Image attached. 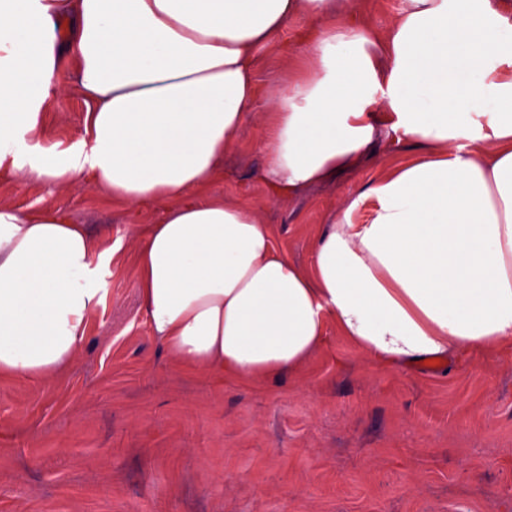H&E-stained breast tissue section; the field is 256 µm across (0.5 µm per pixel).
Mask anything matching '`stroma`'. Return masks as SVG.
Instances as JSON below:
<instances>
[{
  "label": "stroma",
  "mask_w": 512,
  "mask_h": 512,
  "mask_svg": "<svg viewBox=\"0 0 512 512\" xmlns=\"http://www.w3.org/2000/svg\"><path fill=\"white\" fill-rule=\"evenodd\" d=\"M78 93L46 114L42 143L84 134ZM358 170L266 201L256 124L224 156L211 191L259 208L276 245L309 269L313 245L386 160L409 150L385 113ZM23 211L53 202L110 255L106 293L77 358L56 379L0 380V512H512V352L441 374L383 370L328 327L297 372L264 383L193 373L154 340L134 257L131 214L93 189L50 194L0 179Z\"/></svg>",
  "instance_id": "obj_1"
}]
</instances>
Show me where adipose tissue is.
<instances>
[{"label":"adipose tissue","instance_id":"adipose-tissue-1","mask_svg":"<svg viewBox=\"0 0 512 512\" xmlns=\"http://www.w3.org/2000/svg\"><path fill=\"white\" fill-rule=\"evenodd\" d=\"M298 22L287 83L261 84ZM73 89L84 137L42 147ZM380 110L420 151L344 204L310 271L209 192L249 122L280 200L355 169ZM25 174L159 207L128 244L152 336L192 371L292 374L331 323L384 369L512 350V0H402L382 36L337 0H0V175ZM107 258L54 205L0 203V377L74 361Z\"/></svg>","mask_w":512,"mask_h":512}]
</instances>
